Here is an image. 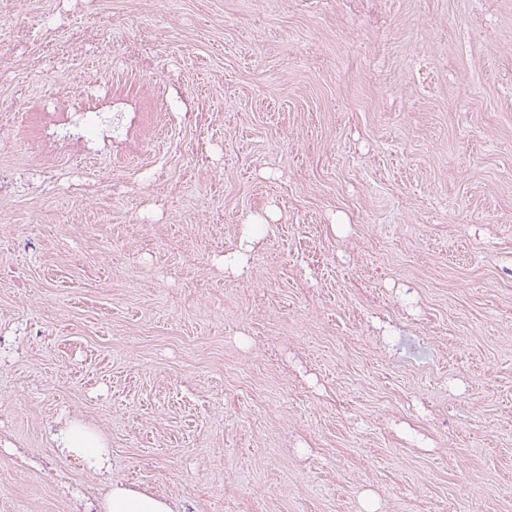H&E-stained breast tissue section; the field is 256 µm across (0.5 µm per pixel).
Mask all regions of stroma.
I'll return each mask as SVG.
<instances>
[{"label":"stroma","mask_w":512,"mask_h":512,"mask_svg":"<svg viewBox=\"0 0 512 512\" xmlns=\"http://www.w3.org/2000/svg\"><path fill=\"white\" fill-rule=\"evenodd\" d=\"M54 5L0 0V512H512V0ZM112 55L140 121L70 189L19 116ZM53 439L62 453L74 455L98 470L105 466L108 451L100 434L72 422L60 428ZM101 512H172L165 498L121 483H112L101 501Z\"/></svg>","instance_id":"1"}]
</instances>
